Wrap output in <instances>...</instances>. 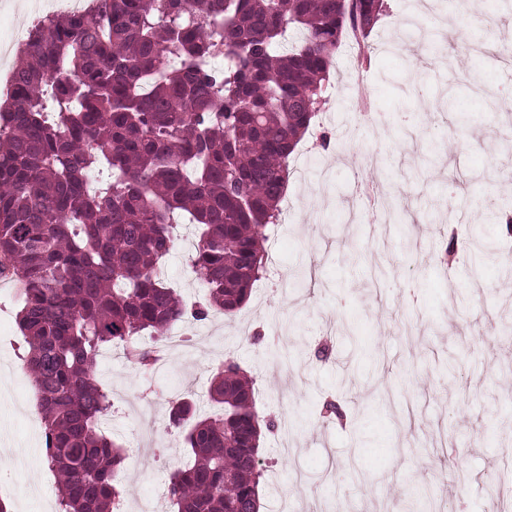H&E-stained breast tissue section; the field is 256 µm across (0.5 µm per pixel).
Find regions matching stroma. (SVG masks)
<instances>
[{
  "label": "stroma",
  "instance_id": "35a3bbf8",
  "mask_svg": "<svg viewBox=\"0 0 512 512\" xmlns=\"http://www.w3.org/2000/svg\"><path fill=\"white\" fill-rule=\"evenodd\" d=\"M388 4L361 69L352 67L350 40L337 51L316 119L330 145L307 137L294 154L285 209L265 244L266 273L248 304L234 318L198 323V347L170 359L166 372L145 375L126 358L99 359L98 378L116 402L106 429L140 459L138 468L118 474L130 512L145 499L152 512H169L166 485L183 457L181 438L168 426L169 399L180 387L193 394L199 415L213 413L210 369L228 357L254 376L256 406L276 424L262 443L261 512H393L410 485L446 497L447 512H491L485 487L502 471L505 453L484 429L512 414V336L501 331L512 319V267L496 261L449 271L441 264L447 225H456L462 243L474 232L495 242L500 228L487 212L463 216L443 206L439 174L461 176L460 196L512 201V155L497 149L492 129L499 118L490 106L512 91V68L490 55L454 51L444 67L422 53L400 64L390 47L414 37L409 17L420 14L435 32L442 9L439 0ZM358 82L371 93L367 103L352 89ZM443 92L455 104L447 115L452 152L437 169L423 159ZM462 112L480 123L460 124ZM366 114L389 124L359 131ZM369 140L384 148L373 168L363 154ZM362 182L401 185L406 208L420 217L418 257L404 249L394 223L383 238L357 226L361 257L353 259L338 216ZM184 251L177 245L164 273L192 302L202 291ZM302 266L310 273L306 287L265 292L266 281ZM17 310L14 286L0 281V484L7 488L0 498L9 512H52L58 482L43 463L44 424L22 370ZM451 355L457 368L449 376L442 364ZM330 399L367 411L355 425L325 427L317 417ZM353 458L363 482L354 479ZM452 464L471 481H454Z\"/></svg>",
  "mask_w": 512,
  "mask_h": 512
}]
</instances>
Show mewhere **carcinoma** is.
<instances>
[{"label": "carcinoma", "instance_id": "carcinoma-1", "mask_svg": "<svg viewBox=\"0 0 512 512\" xmlns=\"http://www.w3.org/2000/svg\"><path fill=\"white\" fill-rule=\"evenodd\" d=\"M94 13L35 25L0 101V278L20 297L22 368L45 424V461L66 480L59 512H118L126 450L104 430L102 352L130 348L152 370L182 319L247 304L280 213L288 159L324 100L347 29L366 36L384 0H95ZM291 30L300 39L289 48ZM221 56L224 67L209 65ZM109 179L92 191L88 176ZM202 301L159 275L182 217ZM254 382L231 358L211 370L219 415L171 401L188 460L172 512H259L262 429ZM400 512H432L405 492Z\"/></svg>", "mask_w": 512, "mask_h": 512}]
</instances>
